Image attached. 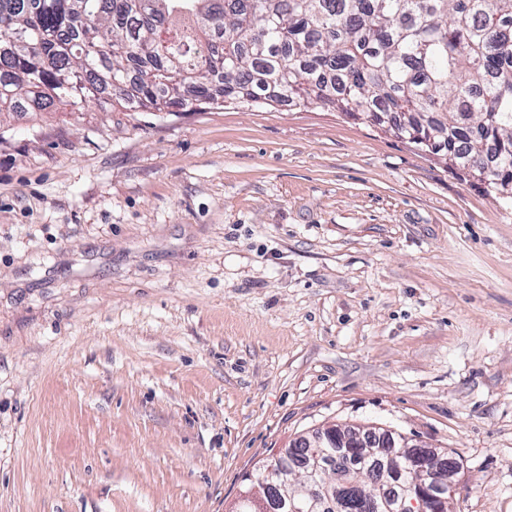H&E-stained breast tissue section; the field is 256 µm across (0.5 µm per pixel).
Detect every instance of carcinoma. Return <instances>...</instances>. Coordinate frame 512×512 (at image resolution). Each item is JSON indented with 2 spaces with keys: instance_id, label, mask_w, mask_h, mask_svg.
Listing matches in <instances>:
<instances>
[{
  "instance_id": "cac0c4a2",
  "label": "carcinoma",
  "mask_w": 512,
  "mask_h": 512,
  "mask_svg": "<svg viewBox=\"0 0 512 512\" xmlns=\"http://www.w3.org/2000/svg\"><path fill=\"white\" fill-rule=\"evenodd\" d=\"M152 112L316 104L512 201V0H0V115L90 98ZM356 469L395 448H334ZM425 467L403 484L433 487ZM350 476L336 512H376Z\"/></svg>"
}]
</instances>
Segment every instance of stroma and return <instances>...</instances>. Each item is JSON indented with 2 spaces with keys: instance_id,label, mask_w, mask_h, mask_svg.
<instances>
[{
  "instance_id": "obj_1",
  "label": "stroma",
  "mask_w": 512,
  "mask_h": 512,
  "mask_svg": "<svg viewBox=\"0 0 512 512\" xmlns=\"http://www.w3.org/2000/svg\"><path fill=\"white\" fill-rule=\"evenodd\" d=\"M331 426L512 512V204L315 105L0 118V512H235ZM365 438L369 440V442L376 444V447L379 448H359L360 444L357 442V439H363L364 441V435L356 432V435H345L342 437L341 443L345 448L327 449L336 454L347 452L353 467L356 469H366L373 467L374 465L378 464V462H376L378 458L385 459V456L397 452L400 448H419V454L423 455L417 456L409 453H402L399 454V458H394V456H391L389 459H393V462H390L401 474L411 471V466L414 465V462L418 458L427 461H430L432 458H441L444 461H448V472L458 468L459 466L455 458L448 455L447 460L446 457H443L444 455H447V452L439 451L438 448H431L418 443H410V441L405 438H399L396 440L391 434H366ZM364 442L366 443V441ZM388 444L392 445L393 448H382ZM396 444L399 445V448H394L396 447Z\"/></svg>"
}]
</instances>
